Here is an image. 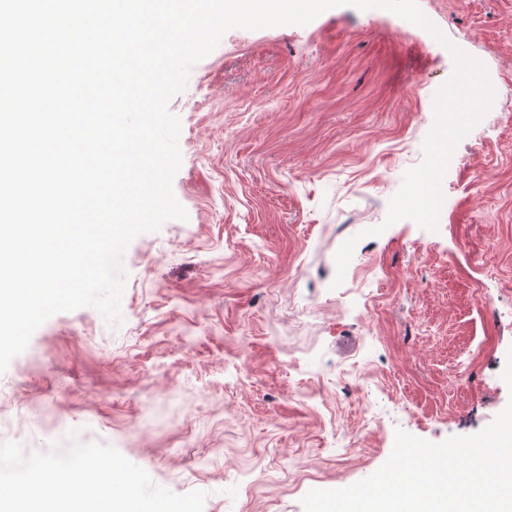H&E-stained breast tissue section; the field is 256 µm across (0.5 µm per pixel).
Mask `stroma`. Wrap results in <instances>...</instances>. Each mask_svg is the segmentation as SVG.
<instances>
[{"instance_id": "stroma-1", "label": "stroma", "mask_w": 512, "mask_h": 512, "mask_svg": "<svg viewBox=\"0 0 512 512\" xmlns=\"http://www.w3.org/2000/svg\"><path fill=\"white\" fill-rule=\"evenodd\" d=\"M418 3L495 90L436 229L385 219L447 49L351 6L230 30L169 104L187 220L131 241L119 322L82 307L39 326L0 375V442L110 444L157 486L207 492L204 512H303L373 475L396 430L469 436L512 401V0Z\"/></svg>"}]
</instances>
